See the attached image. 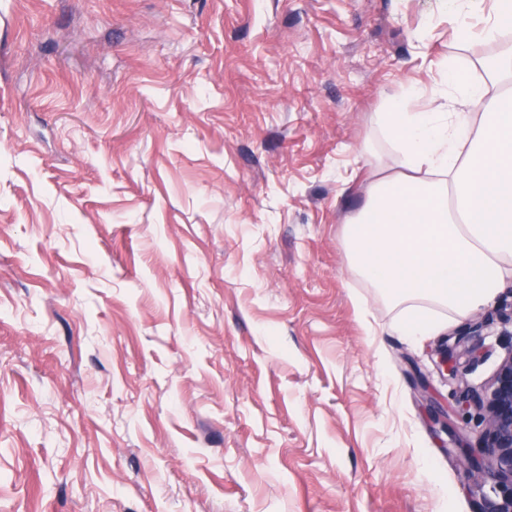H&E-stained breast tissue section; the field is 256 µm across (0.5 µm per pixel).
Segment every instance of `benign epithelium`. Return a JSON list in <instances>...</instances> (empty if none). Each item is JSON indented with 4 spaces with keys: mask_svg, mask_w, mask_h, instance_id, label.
I'll return each mask as SVG.
<instances>
[{
    "mask_svg": "<svg viewBox=\"0 0 512 512\" xmlns=\"http://www.w3.org/2000/svg\"><path fill=\"white\" fill-rule=\"evenodd\" d=\"M437 356L439 369L456 376L457 359L448 339H442ZM463 402L480 410L486 421L479 446L459 448L465 472L484 469L489 479L509 490L501 501L490 503L487 512H512V355L502 360L483 391H464Z\"/></svg>",
    "mask_w": 512,
    "mask_h": 512,
    "instance_id": "1",
    "label": "benign epithelium"
}]
</instances>
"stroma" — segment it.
Returning <instances> with one entry per match:
<instances>
[{
    "label": "stroma",
    "instance_id": "1",
    "mask_svg": "<svg viewBox=\"0 0 512 512\" xmlns=\"http://www.w3.org/2000/svg\"><path fill=\"white\" fill-rule=\"evenodd\" d=\"M457 24L449 0H0V512L500 499L451 450L479 444L461 400L512 351V280L448 380L469 318L399 336L344 243L398 168L378 113L446 80Z\"/></svg>",
    "mask_w": 512,
    "mask_h": 512
}]
</instances>
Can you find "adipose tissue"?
Segmentation results:
<instances>
[{
    "label": "adipose tissue",
    "mask_w": 512,
    "mask_h": 512,
    "mask_svg": "<svg viewBox=\"0 0 512 512\" xmlns=\"http://www.w3.org/2000/svg\"><path fill=\"white\" fill-rule=\"evenodd\" d=\"M484 2L454 0V58L470 49L469 18L482 17L489 41L512 24V0L489 12ZM484 72L390 98L380 124L401 169L374 180L347 217L353 274L398 309L408 338L488 305L512 279V44Z\"/></svg>",
    "instance_id": "ef3b65f1"
}]
</instances>
